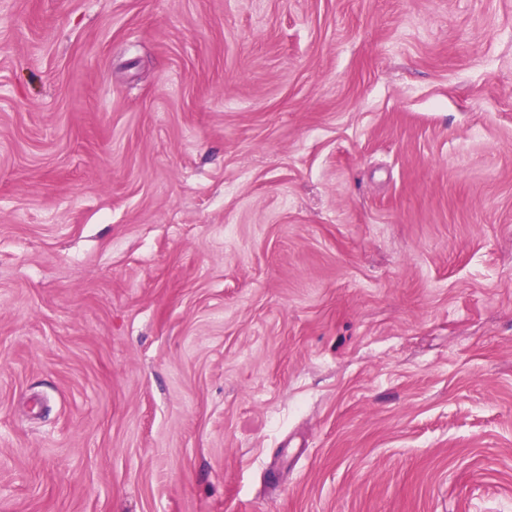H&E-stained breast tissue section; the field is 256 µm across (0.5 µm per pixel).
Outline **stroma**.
<instances>
[{"instance_id": "1", "label": "stroma", "mask_w": 512, "mask_h": 512, "mask_svg": "<svg viewBox=\"0 0 512 512\" xmlns=\"http://www.w3.org/2000/svg\"><path fill=\"white\" fill-rule=\"evenodd\" d=\"M0 512H512V0H0Z\"/></svg>"}]
</instances>
